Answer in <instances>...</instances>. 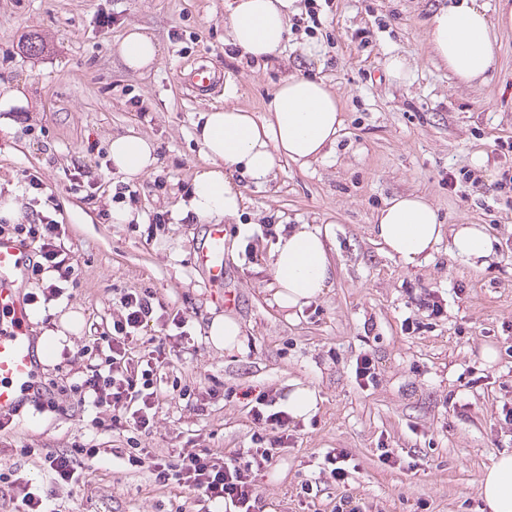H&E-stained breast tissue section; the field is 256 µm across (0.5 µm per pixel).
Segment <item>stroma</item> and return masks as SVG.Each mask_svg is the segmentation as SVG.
<instances>
[{
  "instance_id": "35a3bbf8",
  "label": "stroma",
  "mask_w": 512,
  "mask_h": 512,
  "mask_svg": "<svg viewBox=\"0 0 512 512\" xmlns=\"http://www.w3.org/2000/svg\"><path fill=\"white\" fill-rule=\"evenodd\" d=\"M444 1L458 2L298 0L284 50L255 61L229 42L225 0H0V94L20 89L27 100L11 132H0V201L13 197L11 221L24 222L32 209L26 177L37 175L51 198L42 210L64 225L78 264L70 298L31 308L36 336L66 337L42 381H58L89 318H111L121 290H151L191 318V338L175 341L179 359L163 379L190 394L165 401L151 434L92 430L70 401L43 412L27 404L0 431V473L49 485L29 449L81 442L101 448V457L88 465L84 487L58 489L57 512H196L188 491L155 485L148 470L113 460V449L131 439L163 457L193 446L252 447L256 396L283 399L301 384L317 390L318 409L298 421L260 480L255 512H330L342 494L363 512H483L480 479L498 454L512 452V425L501 419L512 402V197L495 189L512 168V151L497 147L512 138V30L500 33L486 79L460 84L437 67L428 44L426 23ZM134 28L159 48L142 72L119 55ZM312 42L320 50L311 56ZM393 55L407 60L409 82L387 75ZM200 67L215 77L205 90L188 81ZM294 75L329 85L343 134L325 161L306 168L281 158L266 184L241 179L239 222L224 227L223 275L208 281L197 252L210 223L182 209L205 165L195 125L216 107L263 113ZM131 131L152 142L156 163L130 180L107 160L112 138ZM79 163L93 166L104 191L71 187ZM462 170L478 183L449 184ZM407 193L428 198L444 231L486 225L495 255L474 267L445 239L412 266L385 253L375 216ZM116 206L131 208L134 222L113 223ZM156 212L168 224L150 225ZM266 224L279 233L300 224L328 232L333 284L291 318L274 300ZM427 290L444 311L417 330L415 300ZM224 314L240 322L243 352L209 342L207 322ZM488 347L495 362L483 358ZM362 353L378 373L366 387L354 377ZM335 448L349 454L343 487L321 471Z\"/></svg>"
}]
</instances>
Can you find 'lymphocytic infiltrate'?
Here are the masks:
<instances>
[{
  "label": "lymphocytic infiltrate",
  "mask_w": 512,
  "mask_h": 512,
  "mask_svg": "<svg viewBox=\"0 0 512 512\" xmlns=\"http://www.w3.org/2000/svg\"><path fill=\"white\" fill-rule=\"evenodd\" d=\"M4 234L36 253V260L29 263L30 277L43 284L45 301L61 298L77 271L74 255L62 243L63 226L38 211L26 222L0 225V236ZM154 323L183 337L188 333L190 318L149 291L125 290L112 316L111 333L89 337L74 357L78 380L70 390L78 405L91 411L92 428L150 433L167 397L160 385L162 376L173 365L165 337L147 334ZM250 413L260 432L254 435V446L245 455L183 448L173 456L159 458L137 448L128 452L127 463L133 468L148 469L160 486L175 485L190 491L203 512H222L229 506L235 512H252L258 480L287 447L292 418L277 409L272 395L258 397ZM39 455L52 475V485L44 488L17 478L25 512H56L52 501L57 488L80 487L84 482L81 461L94 460L99 450L78 444L64 451L43 448Z\"/></svg>",
  "instance_id": "lymphocytic-infiltrate-1"
}]
</instances>
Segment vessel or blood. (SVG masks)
Here are the masks:
<instances>
[{
  "instance_id": "obj_1",
  "label": "vessel or blood",
  "mask_w": 512,
  "mask_h": 512,
  "mask_svg": "<svg viewBox=\"0 0 512 512\" xmlns=\"http://www.w3.org/2000/svg\"><path fill=\"white\" fill-rule=\"evenodd\" d=\"M28 257L27 247L15 239L0 238V419L14 416L23 398L34 397L39 389L41 364L24 300ZM198 260L213 276H221L223 225H212Z\"/></svg>"
}]
</instances>
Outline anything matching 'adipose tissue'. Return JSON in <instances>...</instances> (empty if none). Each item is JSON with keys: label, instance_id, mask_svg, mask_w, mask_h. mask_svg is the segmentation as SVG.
Listing matches in <instances>:
<instances>
[{"label": "adipose tissue", "instance_id": "adipose-tissue-1", "mask_svg": "<svg viewBox=\"0 0 512 512\" xmlns=\"http://www.w3.org/2000/svg\"><path fill=\"white\" fill-rule=\"evenodd\" d=\"M230 38L253 59H266L285 44L296 0H231ZM512 29V8L488 15L461 0L438 8L430 17L427 38L439 65L456 81L482 80L495 64L499 32ZM343 119L336 96L325 82L294 76L272 93L264 114L238 107L206 112L195 138L208 160L194 177L188 211L202 219L238 220L243 196L234 182L240 173L266 183L275 161L283 157L308 167L326 160L334 150ZM110 157L117 170L137 177L154 164L153 148L130 133L113 138ZM374 233L387 253L412 265L429 256L442 238V225L432 205L418 195L389 199L375 217ZM496 240L482 224L458 225L452 251L473 264L486 263ZM274 297L286 316L324 295L335 270L319 227L302 224L278 236L269 251ZM480 497L486 512H512V453L500 454L485 471Z\"/></svg>", "mask_w": 512, "mask_h": 512}]
</instances>
